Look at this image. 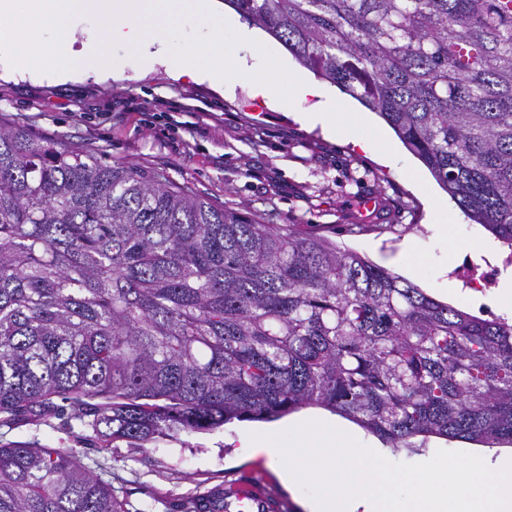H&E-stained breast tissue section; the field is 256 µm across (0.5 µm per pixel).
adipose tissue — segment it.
Here are the masks:
<instances>
[{
	"label": "adipose tissue",
	"mask_w": 512,
	"mask_h": 512,
	"mask_svg": "<svg viewBox=\"0 0 512 512\" xmlns=\"http://www.w3.org/2000/svg\"><path fill=\"white\" fill-rule=\"evenodd\" d=\"M222 0H0V79L99 83L164 67L216 91L246 80L309 125L336 131L339 104L321 84L287 78L286 63Z\"/></svg>",
	"instance_id": "obj_1"
}]
</instances>
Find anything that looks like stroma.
I'll return each instance as SVG.
<instances>
[{"label":"stroma","instance_id":"1","mask_svg":"<svg viewBox=\"0 0 512 512\" xmlns=\"http://www.w3.org/2000/svg\"><path fill=\"white\" fill-rule=\"evenodd\" d=\"M367 118L385 135L397 165L271 107L243 84L221 96L161 70L106 84L0 79L2 124L166 174L215 205L244 206L275 224L325 225L335 230L339 245L393 272L400 249L409 247L423 264L412 284L449 306L474 315L486 309L511 322L512 298H500L499 281L481 290L476 302L463 297L470 284L458 270L510 268L512 248L471 223L452 201L448 236L439 238L427 197H444V190L376 113ZM414 176L424 192L413 188ZM367 199L372 208H364ZM265 428L262 422H234L143 451L122 442L102 450L83 441L77 422L63 413L38 425H1L0 441L74 450L82 464L121 489L125 512H180L185 499L232 484L263 486L281 496L285 512H302L287 483L263 460L238 453L244 432Z\"/></svg>","mask_w":512,"mask_h":512}]
</instances>
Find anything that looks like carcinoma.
<instances>
[{
	"mask_svg": "<svg viewBox=\"0 0 512 512\" xmlns=\"http://www.w3.org/2000/svg\"><path fill=\"white\" fill-rule=\"evenodd\" d=\"M378 113L512 248V0H225ZM101 449L307 407L392 448L512 445V323L311 224L0 125V423L56 400ZM0 512H125L71 452L0 443ZM412 441L415 443L414 445L417 446L418 448H425V451L430 449L436 452V450L438 449H444L449 451H465L473 453L489 449L495 450V456L503 452L508 453L512 457V447H510L509 445H500L492 449L480 444H472L459 441L450 442L443 438L435 436H430L427 438L418 436L413 438Z\"/></svg>",
	"mask_w": 512,
	"mask_h": 512,
	"instance_id": "carcinoma-1",
	"label": "carcinoma"
}]
</instances>
